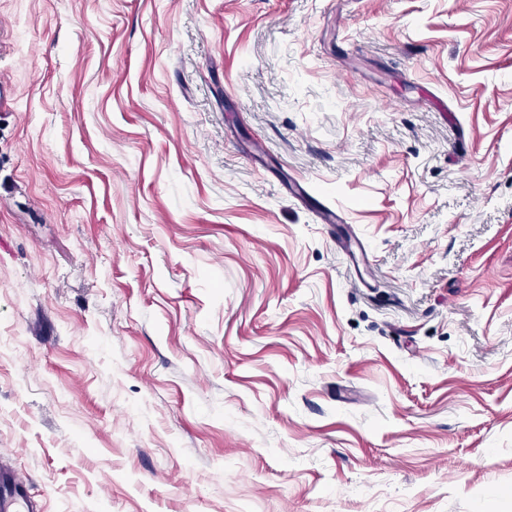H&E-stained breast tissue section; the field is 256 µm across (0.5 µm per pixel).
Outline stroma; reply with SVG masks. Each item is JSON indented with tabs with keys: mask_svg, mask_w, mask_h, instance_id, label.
I'll return each instance as SVG.
<instances>
[{
	"mask_svg": "<svg viewBox=\"0 0 512 512\" xmlns=\"http://www.w3.org/2000/svg\"><path fill=\"white\" fill-rule=\"evenodd\" d=\"M1 462L512 512V0H0Z\"/></svg>",
	"mask_w": 512,
	"mask_h": 512,
	"instance_id": "obj_1",
	"label": "stroma"
}]
</instances>
